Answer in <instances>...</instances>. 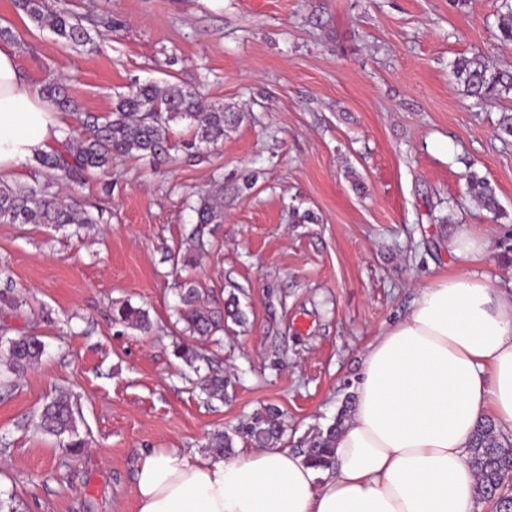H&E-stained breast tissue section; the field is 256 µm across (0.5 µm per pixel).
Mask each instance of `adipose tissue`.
Returning a JSON list of instances; mask_svg holds the SVG:
<instances>
[{
	"label": "adipose tissue",
	"instance_id": "ef3b65f1",
	"mask_svg": "<svg viewBox=\"0 0 512 512\" xmlns=\"http://www.w3.org/2000/svg\"><path fill=\"white\" fill-rule=\"evenodd\" d=\"M59 125L0 46V174L48 150ZM448 247L462 271L419 286L364 350L332 468L277 446L229 458L158 448L139 459L138 512H473L472 434L485 419L512 432V287L478 273L480 234Z\"/></svg>",
	"mask_w": 512,
	"mask_h": 512
}]
</instances>
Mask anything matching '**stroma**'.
Wrapping results in <instances>:
<instances>
[{
    "instance_id": "obj_1",
    "label": "stroma",
    "mask_w": 512,
    "mask_h": 512,
    "mask_svg": "<svg viewBox=\"0 0 512 512\" xmlns=\"http://www.w3.org/2000/svg\"><path fill=\"white\" fill-rule=\"evenodd\" d=\"M64 2L93 46H70L0 0V26L23 74L62 83L77 109L106 118L117 95L148 83L196 88L240 113L224 140L186 159L173 124L172 162L128 158L53 193L99 223L77 230L0 224V335H37L40 364L0 387V490L19 512H137L142 451L205 453L211 432L266 404L283 412L282 447L297 450L342 411L376 334L410 308L417 284L456 271L448 242L487 233L481 273L512 283V136L499 128L512 92L464 93L452 62L482 54L512 72L497 37L512 0H48ZM485 177L497 213L467 192ZM257 181L239 191L241 175ZM224 186V221L195 267L176 273L199 194ZM223 300L227 323L200 371L174 354L180 276ZM148 310L143 334L112 322L114 303ZM231 380L208 400L202 372ZM67 392L87 445L71 454L37 427Z\"/></svg>"
}]
</instances>
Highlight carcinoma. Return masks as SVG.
I'll return each instance as SVG.
<instances>
[{
	"mask_svg": "<svg viewBox=\"0 0 512 512\" xmlns=\"http://www.w3.org/2000/svg\"><path fill=\"white\" fill-rule=\"evenodd\" d=\"M15 5L36 27L50 30L67 45L93 43L88 29L63 6L49 9L45 0H15ZM452 67L456 80L471 97L483 98L494 92L512 90V74L491 69L480 54L459 57ZM88 119L89 134L67 136L61 142L62 149L40 153L35 158L39 167L50 174L61 172L69 180L83 183L91 173L119 159L148 155L166 161L170 158L171 124L184 119L191 121L193 138L186 143V149L197 152L224 141L226 127L238 122L239 113L225 111L220 103L205 104L198 91L169 82L163 87L138 86L119 96L102 123L91 115ZM468 185L471 196L484 209L493 213L499 210L495 190L487 179L471 172ZM223 192L224 186L220 185L200 197L194 208L197 227L187 238L183 264L195 265L197 256L207 251L209 241L204 239V227L223 223V206L218 202ZM95 223L97 219L88 210L77 203L58 199L48 185L27 187L0 181V224H47L62 228ZM205 293L206 289L194 280L186 279L178 284V321L183 323L182 332L192 339V343L177 345L174 353L191 367L205 359L203 345L219 342L215 334L224 330V317H230L239 325L246 322L236 298L225 301L221 309L212 306ZM112 323L143 333L153 327L149 312L128 301L112 307ZM6 353L7 362L0 369V383L8 386L12 384V378L23 375L39 363L44 343L37 336L10 338ZM201 382L209 398L224 400L227 386L224 375L213 371L202 377ZM343 422L344 418L340 417L326 429L317 431L301 449L306 461L314 468H331ZM39 428L62 440L74 454L85 446V440L78 432L71 399L64 394L45 404ZM283 434L279 409L267 406L232 428L213 433L208 448L224 458L235 454L239 441L253 448H267L279 445ZM467 463L477 476L480 499L492 503L496 512H512V492H504L512 481V438L502 437L490 421L479 423L472 436Z\"/></svg>",
	"mask_w": 512,
	"mask_h": 512,
	"instance_id": "carcinoma-1",
	"label": "carcinoma"
}]
</instances>
